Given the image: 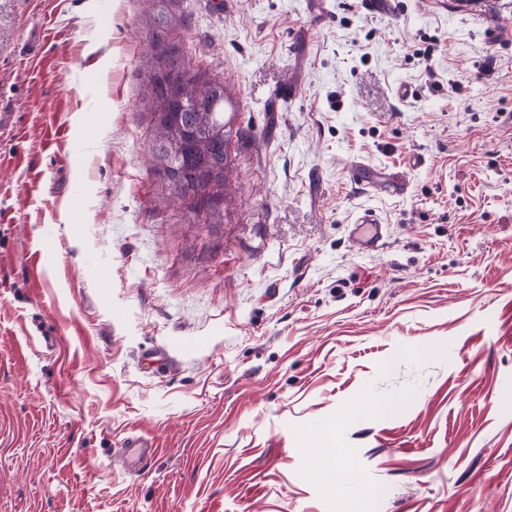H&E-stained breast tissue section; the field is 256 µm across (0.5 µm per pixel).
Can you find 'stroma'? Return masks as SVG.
I'll use <instances>...</instances> for the list:
<instances>
[{"label": "stroma", "instance_id": "35a3bbf8", "mask_svg": "<svg viewBox=\"0 0 512 512\" xmlns=\"http://www.w3.org/2000/svg\"><path fill=\"white\" fill-rule=\"evenodd\" d=\"M162 9L235 106L220 224L147 162L145 0H0V512H512V0ZM351 177L357 186L384 189L395 195H403L407 189L406 180L398 174L387 173L383 168L364 163H355L350 168ZM351 236L363 250H372L379 246L384 236V225L371 211H364L352 225ZM157 448L152 438L138 435L126 440L125 462L126 466L132 467L141 463L147 456L156 453Z\"/></svg>", "mask_w": 512, "mask_h": 512}]
</instances>
